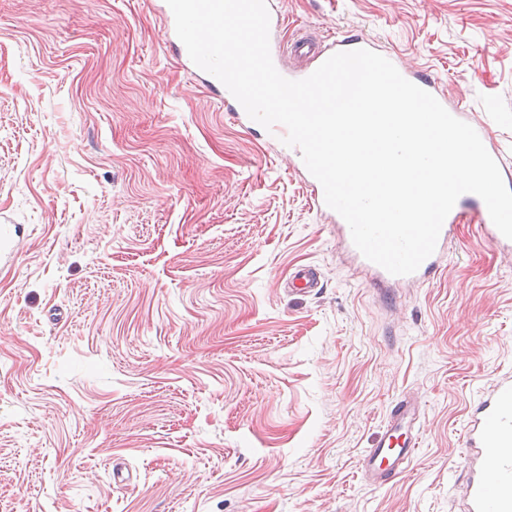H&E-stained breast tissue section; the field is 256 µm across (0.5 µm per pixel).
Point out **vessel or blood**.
<instances>
[{"label":"vessel or blood","mask_w":512,"mask_h":512,"mask_svg":"<svg viewBox=\"0 0 512 512\" xmlns=\"http://www.w3.org/2000/svg\"><path fill=\"white\" fill-rule=\"evenodd\" d=\"M291 55L305 59L307 66L291 71L280 62L278 47H271V57L283 77L296 80L308 77L331 55L341 51L367 49L377 51L374 39L355 35L334 37L331 41H315L294 36L287 41ZM408 81L431 93L440 103H447L448 93L438 79L404 71ZM303 180L310 189V207L317 215L330 220L336 243L345 250L357 267L369 276L387 302H395L396 287L420 285L441 269L459 227L464 223L478 225L496 250L512 255V240L504 237L493 224L484 201L477 195H461L445 219L434 253L412 274L396 276L367 260L355 247L344 219L324 201L321 184L311 173ZM295 290L309 294L320 288L321 275L309 265L295 269L289 279ZM421 406L412 397H401L389 409L382 433L374 447L366 449L359 460L366 481L380 486L401 477L421 444L419 420ZM465 509L466 512H512V374L499 375L471 407L464 427Z\"/></svg>","instance_id":"1"}]
</instances>
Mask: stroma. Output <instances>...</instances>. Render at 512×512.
<instances>
[{
  "label": "stroma",
  "instance_id": "obj_1",
  "mask_svg": "<svg viewBox=\"0 0 512 512\" xmlns=\"http://www.w3.org/2000/svg\"><path fill=\"white\" fill-rule=\"evenodd\" d=\"M162 6L0 0V512H461L468 412L512 373V256L462 225L387 303L298 159L175 67ZM277 11L276 41L363 34L440 79L512 160V0ZM405 395L422 446L368 485ZM289 285L295 290L310 294L321 288V275L310 265H303L295 269L289 278Z\"/></svg>",
  "mask_w": 512,
  "mask_h": 512
}]
</instances>
